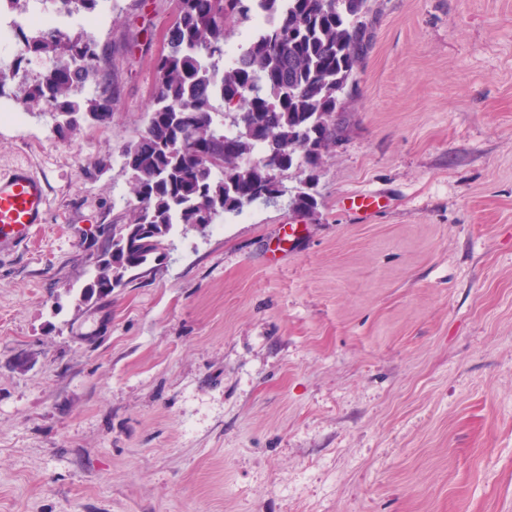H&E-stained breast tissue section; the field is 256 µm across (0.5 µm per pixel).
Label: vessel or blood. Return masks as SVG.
<instances>
[{"mask_svg": "<svg viewBox=\"0 0 512 512\" xmlns=\"http://www.w3.org/2000/svg\"><path fill=\"white\" fill-rule=\"evenodd\" d=\"M48 211V186L45 179L26 166L0 172V253L23 247Z\"/></svg>", "mask_w": 512, "mask_h": 512, "instance_id": "1", "label": "vessel or blood"}]
</instances>
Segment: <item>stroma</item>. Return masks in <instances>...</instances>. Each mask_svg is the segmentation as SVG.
<instances>
[{
    "mask_svg": "<svg viewBox=\"0 0 512 512\" xmlns=\"http://www.w3.org/2000/svg\"><path fill=\"white\" fill-rule=\"evenodd\" d=\"M174 10L92 28L109 120L0 123L49 188L0 254V512H512V0H374L317 212L178 228L84 304Z\"/></svg>",
    "mask_w": 512,
    "mask_h": 512,
    "instance_id": "obj_1",
    "label": "stroma"
}]
</instances>
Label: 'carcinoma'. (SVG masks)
Here are the masks:
<instances>
[{"instance_id":"cac0c4a2","label":"carcinoma","mask_w":512,"mask_h":512,"mask_svg":"<svg viewBox=\"0 0 512 512\" xmlns=\"http://www.w3.org/2000/svg\"><path fill=\"white\" fill-rule=\"evenodd\" d=\"M172 22L156 58V81L146 128L124 150L137 204L112 225L83 301L120 286L170 244L174 226L215 224L256 202L284 194L281 175L295 167L308 178L289 206L315 214L311 177L345 134L342 97L372 49L370 0H175ZM98 0H60L69 12H89ZM235 56L227 57L229 24L258 17ZM29 57L51 62L41 79L18 87L31 113L51 111L72 120L54 128L64 137L78 116L110 118L117 87L109 60L92 35L39 30L25 36ZM96 95L84 97L87 82ZM229 108L231 129L214 120Z\"/></svg>"}]
</instances>
